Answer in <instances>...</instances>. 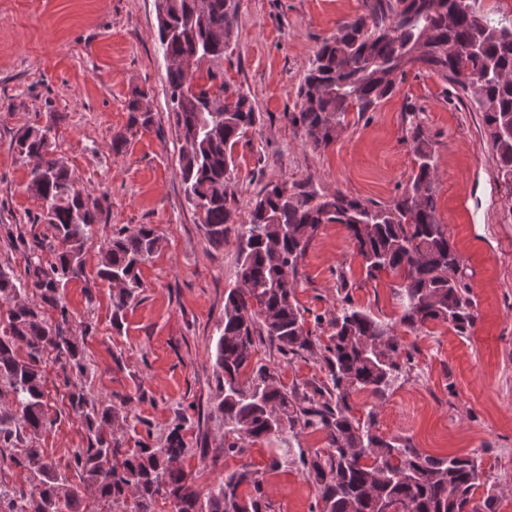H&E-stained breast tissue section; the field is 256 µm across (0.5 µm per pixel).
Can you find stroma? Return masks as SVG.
Instances as JSON below:
<instances>
[{
  "label": "stroma",
  "instance_id": "35a3bbf8",
  "mask_svg": "<svg viewBox=\"0 0 512 512\" xmlns=\"http://www.w3.org/2000/svg\"><path fill=\"white\" fill-rule=\"evenodd\" d=\"M362 11L363 0H239L230 45L211 64L259 113L233 148L238 219L248 221L252 199L271 182L390 204L415 166L410 128L420 127L436 163L438 216L478 318L466 336L438 322L419 332L398 328L404 364L387 398L356 394L354 413L375 412L381 434L420 452L479 457L480 482L494 487L496 512H512V188L498 175L481 113L463 91L412 70L374 111L348 113L328 147L313 149L291 122L322 42ZM157 26L156 0H0V265L25 274L6 230L54 242L51 226L37 220L40 200L27 190L31 165L15 146L26 127L49 129L54 155L76 187L102 203L83 276L64 290L65 328L83 340L89 397L120 408L125 420L115 432L128 448L139 441L160 447L181 425L178 465L199 492L245 466L263 480L264 512H311L312 480L293 464L271 469V451H325L323 432L302 429L293 440L283 434L235 456L222 453L212 353L224 297L236 285L240 242L232 228L223 245L212 244L185 197ZM138 96L152 115L145 127L130 123L127 106ZM118 133L126 142L116 150ZM143 224L161 247L142 266L140 293L116 328L112 289L97 277L100 249L118 229ZM343 278L353 305L388 324L401 314L394 277L366 279L345 227L322 225L299 265L295 295L306 330L323 345ZM255 350L285 388L325 380L320 354L290 359L266 342ZM42 365L55 424L35 436L21 433L16 448L33 445L63 466L86 447V431L53 354Z\"/></svg>",
  "mask_w": 512,
  "mask_h": 512
}]
</instances>
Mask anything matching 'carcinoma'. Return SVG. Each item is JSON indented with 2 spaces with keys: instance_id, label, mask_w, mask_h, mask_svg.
I'll return each instance as SVG.
<instances>
[{
  "instance_id": "obj_1",
  "label": "carcinoma",
  "mask_w": 512,
  "mask_h": 512,
  "mask_svg": "<svg viewBox=\"0 0 512 512\" xmlns=\"http://www.w3.org/2000/svg\"><path fill=\"white\" fill-rule=\"evenodd\" d=\"M193 0H174L168 18L158 22L167 65V83L181 141L179 164L189 203L200 213L208 239L224 244L226 225L237 224L234 194L228 191L233 148L256 124L247 94L229 91L224 74L207 69L206 60L224 58L237 19V0H208L207 13L195 16ZM194 63L188 73L184 62ZM431 72L444 83L470 94L483 114L502 178L512 183V20H494L467 7L465 0H364V11L338 25L324 40L303 78L300 107L292 122L313 148L328 146L350 111L370 112L395 88V77L409 70ZM47 130L29 128L17 138L20 154L36 161L28 190L46 201L43 223L55 230L58 247L46 262L25 258L26 281L0 267V295L13 300L0 329V379L12 390L14 413L0 415L4 447L20 431L39 434L53 424L44 391V353L61 362L70 387L72 410L83 420L88 446L73 454L74 469L86 487L109 507L156 512L157 502L176 504V512H263L262 480L245 466L202 495L175 466L185 443L174 426L163 445L140 442L123 448L112 432L122 414L115 405L88 399L78 380L87 365L78 337L63 331L68 309L62 302L67 284L83 272L85 245L93 235L101 204L74 185L69 170L50 151ZM417 171L390 205L367 204L340 189L319 193L287 183H269L252 202L249 221L238 224V282L224 298V319L214 351L218 411L224 421V455L243 451L245 443L302 427L326 434L327 453L303 448H273L270 466H301L316 485L317 512H474L480 486L477 458L424 454L399 438L376 429L374 412L358 418L352 397L366 392L383 399L399 371L400 342L394 328L354 306L344 295L328 320L329 344L320 346L304 329V313L295 295L298 267L323 224H341L354 242L365 279L382 273L399 278L395 294L400 326L421 331L443 322L460 336L477 320L476 304L457 277L460 257L437 216V170L432 148L419 130L412 136ZM159 248L147 225L108 242L97 277L121 285L112 293V324L141 287L140 267ZM30 293L32 303L23 299ZM58 313L59 324L46 313ZM268 340L285 357L320 351L325 383L299 393L276 384L270 368L252 363L256 341ZM27 350L26 357L18 349ZM276 412L271 426L266 405ZM15 462L29 470L36 491L14 497L0 489V512H85L81 487L72 486L39 448L23 449ZM247 485L250 492L240 493Z\"/></svg>"
}]
</instances>
